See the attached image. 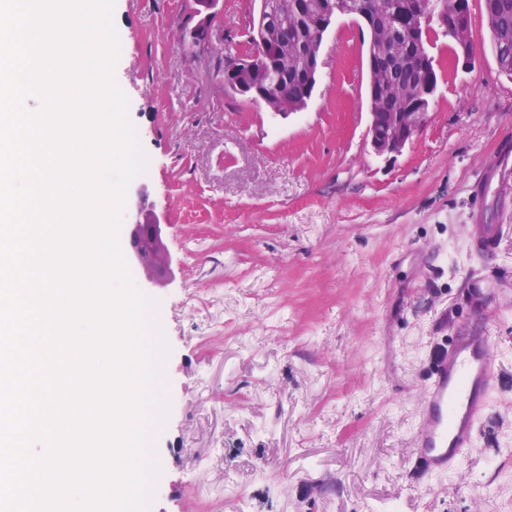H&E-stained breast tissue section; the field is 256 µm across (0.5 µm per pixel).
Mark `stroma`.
<instances>
[{
    "mask_svg": "<svg viewBox=\"0 0 512 512\" xmlns=\"http://www.w3.org/2000/svg\"><path fill=\"white\" fill-rule=\"evenodd\" d=\"M186 0H116V79L150 157L169 272L151 296L172 352L151 512H512V80L480 0L474 69L431 37L428 116L401 153L369 123L368 31L337 17L306 108L225 92L174 38ZM224 0L217 51L246 50ZM504 224L494 261L476 224ZM498 319L491 402L460 469L411 455L443 343Z\"/></svg>",
    "mask_w": 512,
    "mask_h": 512,
    "instance_id": "obj_1",
    "label": "stroma"
}]
</instances>
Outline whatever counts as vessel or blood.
Wrapping results in <instances>:
<instances>
[{"label": "vessel or blood", "mask_w": 512, "mask_h": 512, "mask_svg": "<svg viewBox=\"0 0 512 512\" xmlns=\"http://www.w3.org/2000/svg\"><path fill=\"white\" fill-rule=\"evenodd\" d=\"M503 233V225H481L474 244L477 254L491 258ZM495 344L486 319L478 333L455 337L434 364L413 441V457L422 474L447 473L473 446L489 406Z\"/></svg>", "instance_id": "obj_1"}]
</instances>
